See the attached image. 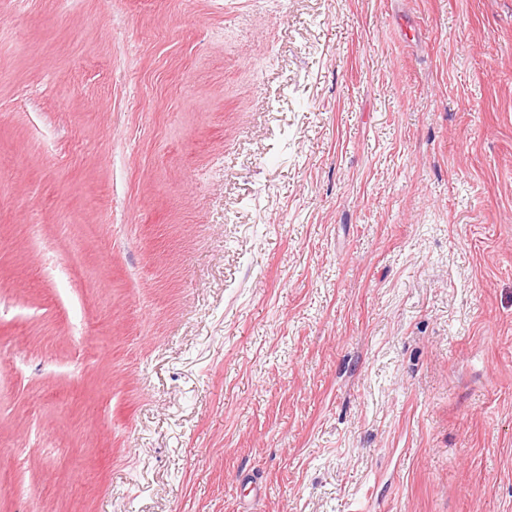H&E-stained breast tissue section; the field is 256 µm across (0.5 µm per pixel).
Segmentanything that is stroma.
Wrapping results in <instances>:
<instances>
[{"instance_id":"stroma-1","label":"stroma","mask_w":512,"mask_h":512,"mask_svg":"<svg viewBox=\"0 0 512 512\" xmlns=\"http://www.w3.org/2000/svg\"><path fill=\"white\" fill-rule=\"evenodd\" d=\"M0 18V512H512V0Z\"/></svg>"}]
</instances>
